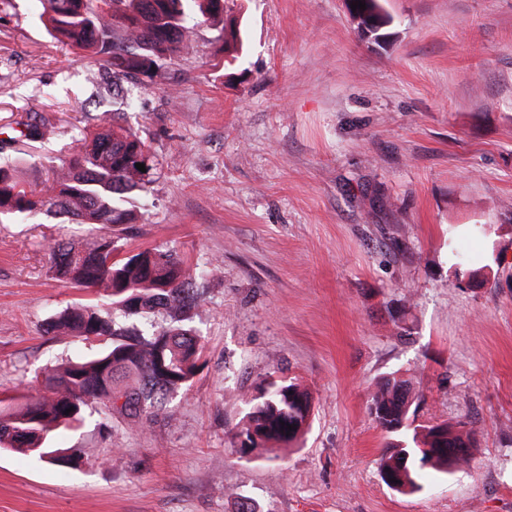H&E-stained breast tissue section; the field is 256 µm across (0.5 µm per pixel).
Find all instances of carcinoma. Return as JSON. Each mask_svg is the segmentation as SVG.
Returning a JSON list of instances; mask_svg holds the SVG:
<instances>
[{"label":"carcinoma","mask_w":512,"mask_h":512,"mask_svg":"<svg viewBox=\"0 0 512 512\" xmlns=\"http://www.w3.org/2000/svg\"><path fill=\"white\" fill-rule=\"evenodd\" d=\"M352 16L370 31L384 23L378 0H362ZM39 20L72 48L103 56L112 85L123 79L152 77L170 60L203 19L223 22L224 0H40ZM149 154L140 136L115 129L110 118L87 131L81 147L52 170L48 188L39 191L12 164H0V218L29 220L55 211L81 224L106 229L136 220L134 203L148 192L149 170L133 157ZM53 275L73 288L92 290L91 304L57 312L49 330L58 336L107 341L91 357L45 372L47 394L30 398L15 410L0 407V449L24 448L37 456L57 453L55 464L75 467L85 451L52 445L58 431L75 429L85 409L97 406L105 418L119 414L143 427L165 407L167 396L187 386L201 356L199 339L182 325L198 307V280L177 252L147 247L116 258L112 234L87 242L53 239L47 243ZM422 396L408 382L387 378L372 394L369 412L393 441L380 458V474L397 480V491L420 489L426 470L448 472L473 460L475 441L438 424L417 425ZM249 411L236 436L241 450L270 444L288 446L309 427L310 393L297 379H270L248 400ZM74 408L64 414L68 408ZM294 429L289 430L287 426Z\"/></svg>","instance_id":"1"}]
</instances>
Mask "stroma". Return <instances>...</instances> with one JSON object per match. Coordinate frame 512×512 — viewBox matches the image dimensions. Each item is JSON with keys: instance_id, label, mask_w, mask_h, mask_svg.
<instances>
[{"instance_id": "1", "label": "stroma", "mask_w": 512, "mask_h": 512, "mask_svg": "<svg viewBox=\"0 0 512 512\" xmlns=\"http://www.w3.org/2000/svg\"><path fill=\"white\" fill-rule=\"evenodd\" d=\"M380 41L346 0H224L244 51L210 23L153 77L103 82L102 61L0 4V150L43 187L102 114L158 163L124 252L164 245L205 270L190 385L150 424L87 410L62 469L0 449V512H512V0H382ZM41 135L28 136L30 126ZM60 215L0 222V397L101 341L48 332L89 300L52 278L46 244L92 237ZM422 392V424L472 431L470 465L402 494L368 411L389 374ZM314 414L291 448L235 453L267 376Z\"/></svg>"}]
</instances>
